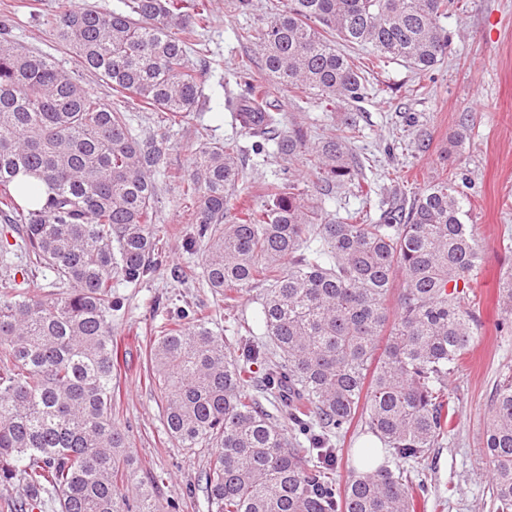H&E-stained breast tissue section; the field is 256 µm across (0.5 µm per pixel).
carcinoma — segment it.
Segmentation results:
<instances>
[{
  "mask_svg": "<svg viewBox=\"0 0 512 512\" xmlns=\"http://www.w3.org/2000/svg\"><path fill=\"white\" fill-rule=\"evenodd\" d=\"M100 11L59 0L49 37L76 64L145 109L181 123L202 94L189 65L200 52L212 0H120ZM457 0H286L260 28L237 37L257 46L267 81L295 97L346 105L366 79L336 40L365 47L375 64L431 70L448 56L442 16ZM228 101L256 151L273 141L288 166L303 159L330 188L369 193L351 152L358 133L344 112L310 144L283 129L266 86L239 67ZM167 138L141 140L113 109L50 55L17 43L0 21V212L20 225L36 263L53 275L23 290L0 277V482L16 480L58 512H160L151 478L123 492L133 458L112 421L119 366L112 280L136 284L163 265L154 232L156 186ZM47 186L41 193L16 177ZM241 161L233 142L203 136L183 179L193 200L191 242L204 246L206 284L235 306L262 287L256 327L269 339L228 350L209 319L186 309L149 342L170 437L180 448L215 447L205 475L207 512H414L422 480L374 464L337 478L339 447L361 426L394 459L427 467L448 439L460 399L448 374L470 350L477 317L469 297L483 247L469 216L462 162L384 209L377 222L328 219L290 176L259 203L237 206ZM401 276L397 312L387 295ZM275 368L253 366L268 356ZM481 460L493 512H512V376L496 386L483 422Z\"/></svg>",
  "mask_w": 512,
  "mask_h": 512,
  "instance_id": "obj_1",
  "label": "carcinoma"
}]
</instances>
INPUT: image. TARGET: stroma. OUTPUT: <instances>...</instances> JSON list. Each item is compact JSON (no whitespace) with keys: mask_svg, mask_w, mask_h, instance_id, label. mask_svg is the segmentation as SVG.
<instances>
[{"mask_svg":"<svg viewBox=\"0 0 512 512\" xmlns=\"http://www.w3.org/2000/svg\"><path fill=\"white\" fill-rule=\"evenodd\" d=\"M235 0H213V20L201 40L206 56H191L202 97L193 120L171 124L161 112L130 110L131 125L144 138L166 135L169 150L156 181V238L167 266L138 285L113 281L123 307L112 319V335L121 352L112 417L129 429L130 452L136 461L134 480H159L162 512H207L204 474L211 446L180 448L170 438L159 394L145 372V347L163 323L167 310L192 309L209 316L213 330L240 353L239 328L253 322L259 289L244 293L229 308L202 277L200 250H187L193 207L183 193L182 178L190 169L197 130L208 126L213 141L237 142L241 149V196H258L283 177L285 164L274 152L255 154L252 140L240 131L225 101L240 91L237 71L252 63V77L264 80L252 44L238 41L241 28L262 26L285 0H252L250 10L234 8ZM57 0H0V16L9 15L12 35L21 45L52 54L72 76L91 87L105 104H115L111 88L80 68L71 54L46 34L43 21ZM451 36L448 56L433 70L421 72L399 61L376 68L366 49L353 50L367 72L369 92L354 109L359 133L351 147L374 190L361 198L341 189L327 198L332 218L356 212L376 220L382 205L412 197L428 182L452 169L451 140L465 135V167L471 180L469 223L477 227L485 261L473 284L478 327L466 363L448 377V390L460 399L454 430L441 447L431 449L427 468L428 497L416 512H492L487 468L480 459L483 417L505 368L512 367V334L499 333L507 319L499 281L512 266V252L502 239L512 236V0H460L457 11L442 18ZM272 98L290 122L320 138L336 126L344 107L321 96L299 99L280 89ZM473 124L461 129L459 119ZM428 140L418 151L419 140Z\"/></svg>","mask_w":512,"mask_h":512,"instance_id":"stroma-1","label":"stroma"}]
</instances>
